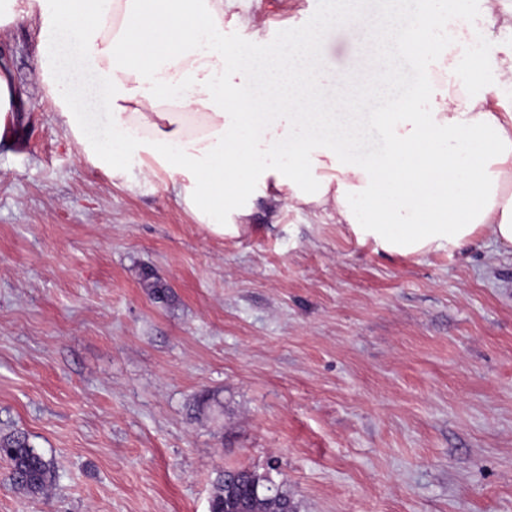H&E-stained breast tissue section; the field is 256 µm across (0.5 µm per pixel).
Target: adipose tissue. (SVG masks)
Here are the masks:
<instances>
[{"label":"adipose tissue","instance_id":"ef3b65f1","mask_svg":"<svg viewBox=\"0 0 512 512\" xmlns=\"http://www.w3.org/2000/svg\"><path fill=\"white\" fill-rule=\"evenodd\" d=\"M30 18L39 25L40 77L77 154L112 177L167 178L195 222L237 233L254 199L295 209L332 210L337 223L383 251L456 252L483 237L512 248V47L488 86L462 67L456 32L432 44L445 18L431 14L404 27L386 19L371 28L378 48L415 50L442 83L379 112L385 150L366 156L338 150L328 129L332 103L315 98L305 65L265 43L274 75L270 99L247 94V52L227 56L224 28H246L244 0H0V30ZM76 49L105 96L110 133L86 131L85 109L62 77Z\"/></svg>","mask_w":512,"mask_h":512}]
</instances>
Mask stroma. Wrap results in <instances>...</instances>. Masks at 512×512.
Here are the masks:
<instances>
[{"mask_svg": "<svg viewBox=\"0 0 512 512\" xmlns=\"http://www.w3.org/2000/svg\"><path fill=\"white\" fill-rule=\"evenodd\" d=\"M458 9L493 71L512 30ZM250 12L270 42L324 28L328 77L371 51L326 0ZM0 61V437L56 467L32 496L0 459V512H209L227 469L270 473L297 512H512L511 251L390 254L265 198L213 235L165 184L79 158L32 23L0 31ZM384 67L366 112L424 76L398 49ZM14 93L10 87V77L7 64L0 61V134L6 128Z\"/></svg>", "mask_w": 512, "mask_h": 512, "instance_id": "35a3bbf8", "label": "stroma"}]
</instances>
